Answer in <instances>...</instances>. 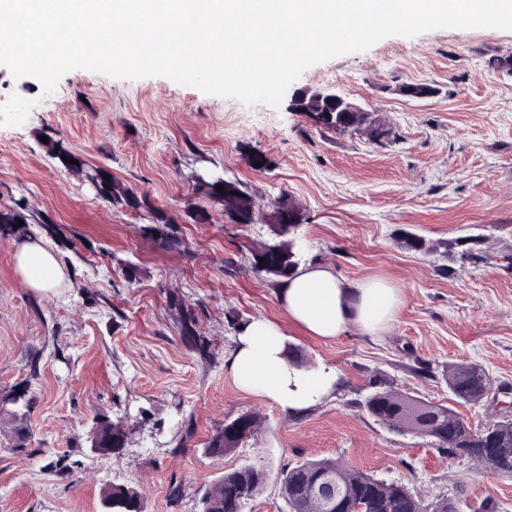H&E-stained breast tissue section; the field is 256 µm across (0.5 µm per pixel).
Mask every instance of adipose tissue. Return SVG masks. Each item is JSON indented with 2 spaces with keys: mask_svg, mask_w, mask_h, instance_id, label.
I'll list each match as a JSON object with an SVG mask.
<instances>
[{
  "mask_svg": "<svg viewBox=\"0 0 512 512\" xmlns=\"http://www.w3.org/2000/svg\"><path fill=\"white\" fill-rule=\"evenodd\" d=\"M15 260L24 284L33 291L55 295L64 287V270L45 241L27 242ZM276 295L289 319L323 340L354 331L384 335L403 305L402 290L391 280L348 279L325 263L298 266ZM224 366L241 392L266 399L290 414L309 410L331 396L338 379L335 366L321 363L308 369L290 362L285 333L263 316L239 325Z\"/></svg>",
  "mask_w": 512,
  "mask_h": 512,
  "instance_id": "ef3b65f1",
  "label": "adipose tissue"
}]
</instances>
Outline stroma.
I'll return each mask as SVG.
<instances>
[{
  "instance_id": "obj_1",
  "label": "stroma",
  "mask_w": 512,
  "mask_h": 512,
  "mask_svg": "<svg viewBox=\"0 0 512 512\" xmlns=\"http://www.w3.org/2000/svg\"><path fill=\"white\" fill-rule=\"evenodd\" d=\"M511 57L512 30L436 29L387 37L295 81L369 111L394 132L383 144L161 76L76 69L47 95L38 79L0 65V209L30 219L0 224V512H103L115 484L136 489L144 512H198L200 490L245 465L265 480L241 512H288L283 472L318 458L429 501L455 498L463 512L486 501L512 512V476L391 433L358 406L377 375L451 404L452 363H479L512 385V72L498 66ZM409 83L435 93L399 94ZM51 141L148 196L174 219L181 246L155 242L143 216L98 196L49 153ZM255 153L267 167L252 166ZM205 170L261 206L292 199L303 213L300 261L394 281L404 304L391 331L323 341L291 321L278 280L252 266L250 248L272 239L271 225L231 224L219 204L196 200L192 178ZM194 203L209 223L189 218ZM409 234L433 251L405 248ZM31 238L62 263V295L38 294L19 276L15 253ZM175 293L194 312L198 341L169 305ZM256 315L278 323L307 364L335 366L331 399L290 416L236 388L224 359L236 324ZM19 388L28 409L10 402ZM246 411L260 414L258 433L224 457L205 455L212 433ZM102 418L125 422L121 453L92 452ZM175 484L184 490L176 503Z\"/></svg>"
}]
</instances>
